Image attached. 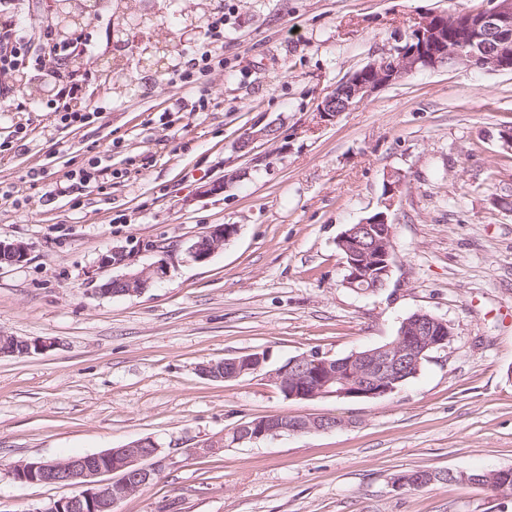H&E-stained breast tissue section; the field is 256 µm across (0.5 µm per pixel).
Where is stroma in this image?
Segmentation results:
<instances>
[{"mask_svg": "<svg viewBox=\"0 0 512 512\" xmlns=\"http://www.w3.org/2000/svg\"><path fill=\"white\" fill-rule=\"evenodd\" d=\"M484 0H150L146 14L98 10L82 65L120 71L87 93L82 127L56 124L45 94L0 96V241L28 245L0 265V334L57 339L0 358V512H45L69 488L15 481L10 464L63 459L150 438L154 479L116 512H512V495L439 480L396 491L410 470L512 468V72L421 69L330 121L321 102L404 42L435 11ZM224 13L223 67L175 80ZM273 126L250 153L245 133ZM98 164L79 197L55 187ZM394 266L385 288H346L336 239L384 210ZM231 178L227 191L207 184ZM218 224L236 234L208 260L186 245ZM124 262L102 266L101 256ZM140 295L100 284L159 258ZM426 311L453 337L386 396L287 399L255 373L201 365L252 352L269 367L342 357L391 341ZM331 413L344 427L282 434L208 455L192 448L274 414Z\"/></svg>", "mask_w": 512, "mask_h": 512, "instance_id": "obj_1", "label": "stroma"}]
</instances>
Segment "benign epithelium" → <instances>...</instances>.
<instances>
[{
	"mask_svg": "<svg viewBox=\"0 0 512 512\" xmlns=\"http://www.w3.org/2000/svg\"><path fill=\"white\" fill-rule=\"evenodd\" d=\"M447 64L477 67L492 72H512V0H487L481 10L428 13L411 31L406 44L395 46L380 59L355 71L336 86L320 104L319 116L331 120L367 99L377 90L394 84L419 69H436ZM236 229L224 225L199 237L186 249L196 262L208 260ZM337 244L347 253L343 283L359 292L376 293L386 287L392 270L394 231L385 211L341 232ZM28 255L21 242L0 241V263L17 264ZM167 272L165 259L141 271H131L111 279L112 287L102 292L112 295H140L155 278ZM452 338L448 323L419 311L404 320L397 339L386 346L354 352L332 359L319 353L289 359L273 370H264L267 356L224 360L225 373L216 363L202 366L209 377L237 378L265 372L288 398L371 399L388 395L420 368L424 354L442 350ZM53 338L22 339L0 334V357H25L53 347ZM344 421L331 414L263 417L242 424L235 431L236 443L253 442L279 433L303 434L341 427ZM158 444L144 438L122 448L66 459L19 461L10 473L18 482L69 486L75 492L50 505L47 512H114L122 500L136 494L154 479L158 471ZM428 476L405 472L393 478L397 490L421 487Z\"/></svg>",
	"mask_w": 512,
	"mask_h": 512,
	"instance_id": "obj_1",
	"label": "benign epithelium"
}]
</instances>
